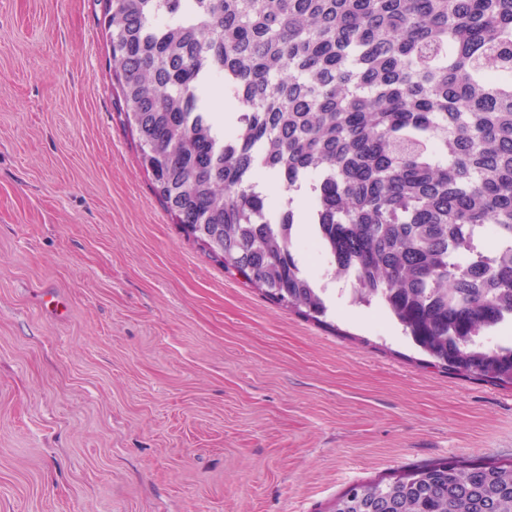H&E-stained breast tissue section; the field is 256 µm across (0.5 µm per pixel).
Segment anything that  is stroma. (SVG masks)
<instances>
[{"label": "stroma", "mask_w": 512, "mask_h": 512, "mask_svg": "<svg viewBox=\"0 0 512 512\" xmlns=\"http://www.w3.org/2000/svg\"><path fill=\"white\" fill-rule=\"evenodd\" d=\"M138 154L104 0H0V512H328L398 468L512 461V387L380 312L274 304Z\"/></svg>", "instance_id": "35a3bbf8"}]
</instances>
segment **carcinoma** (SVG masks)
<instances>
[{
	"label": "carcinoma",
	"instance_id": "carcinoma-1",
	"mask_svg": "<svg viewBox=\"0 0 512 512\" xmlns=\"http://www.w3.org/2000/svg\"><path fill=\"white\" fill-rule=\"evenodd\" d=\"M112 78L172 220L271 301L320 321L295 214L353 302L451 373L512 385V0H105ZM242 105L209 109L214 86ZM329 512H512V461L350 486Z\"/></svg>",
	"mask_w": 512,
	"mask_h": 512
}]
</instances>
